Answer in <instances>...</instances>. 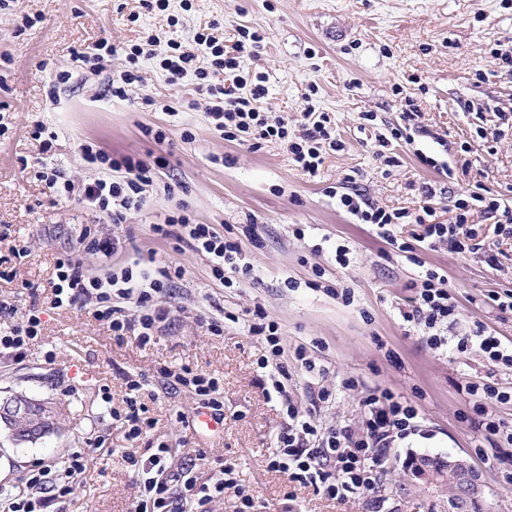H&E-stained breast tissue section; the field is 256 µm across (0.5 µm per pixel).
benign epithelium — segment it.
Instances as JSON below:
<instances>
[{
	"label": "benign epithelium",
	"instance_id": "obj_1",
	"mask_svg": "<svg viewBox=\"0 0 512 512\" xmlns=\"http://www.w3.org/2000/svg\"><path fill=\"white\" fill-rule=\"evenodd\" d=\"M46 420L35 415L24 404L3 399L0 401V425L22 441L44 429ZM409 481L422 483L442 492L447 485L454 487L448 496V512H468L469 501L484 491V481L479 471L463 456L444 460L441 471L433 470L428 463L417 458L407 471Z\"/></svg>",
	"mask_w": 512,
	"mask_h": 512
}]
</instances>
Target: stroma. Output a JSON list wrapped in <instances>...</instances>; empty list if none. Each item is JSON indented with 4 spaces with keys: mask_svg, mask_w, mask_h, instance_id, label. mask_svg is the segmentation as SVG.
<instances>
[{
    "mask_svg": "<svg viewBox=\"0 0 512 512\" xmlns=\"http://www.w3.org/2000/svg\"><path fill=\"white\" fill-rule=\"evenodd\" d=\"M242 27L261 37L255 53H243L240 68L268 75L262 111L292 124L311 107L328 114L342 148L327 153L317 176L297 170L281 145L267 142L253 151L225 141L207 117L209 100L197 93L195 76L169 85L154 59L141 61L143 81L130 87L127 100L112 98L111 82L126 65L125 47L152 36L161 57L169 40L187 43L207 30L230 46ZM102 39L116 55L102 71L81 67L75 52ZM509 43L512 0H193L188 11L181 0H170L167 11L152 13L139 0H9L0 9V57L7 59L0 118L9 127L0 137V257L22 246L30 255L15 264L13 281L0 280V300L22 313L39 310L42 330L24 361L0 358V398L16 392L49 398L62 407L63 418L56 433L34 444H15L0 429V486L17 483L33 460L82 448L84 471L64 512H133L137 485L120 457L130 442L108 411L124 409L128 378L154 379L161 367H186L220 378L223 427L213 431L197 421L200 403L191 387L155 383L145 400L153 426L138 446L163 443L180 456L207 449L211 460L234 467L258 512H445L446 497L405 479L402 463L412 454L469 458L482 473L492 512H512V444L479 445L472 405L458 390L467 380L512 388V368L488 359L475 342L463 352L428 346L420 329L403 319L418 267L326 194L349 178L379 206L414 208L419 183L442 178L420 165L421 151L467 163L459 184L477 181L512 201V130L494 140L478 135L482 128H501L498 113L486 111V104L512 110V78L498 73L494 58L498 45ZM59 71L72 77L54 97L50 86ZM406 94L420 109L425 132L414 144H390L398 163L387 168L376 155L377 138L398 122ZM147 96L153 106L143 105ZM174 101L179 112H166ZM366 112L375 121L363 120ZM38 124L57 133L52 162L77 186L99 175L80 157L88 141L116 157L149 161L163 155L169 165L158 171V186L143 209L113 226L78 198L55 201L35 178L39 143L32 131ZM145 125L165 131V141L143 136ZM186 130L192 140L183 139ZM182 201L196 221L224 232L240 233L252 221L260 225V244L242 242L256 280L237 288L216 285L206 257L174 251L152 236L150 224ZM88 227L103 236L132 237L137 257L184 268L168 298L177 317L154 342L143 345L133 336L116 341L84 303L53 307L58 257L72 255L90 278L106 271L104 258L80 242ZM340 245L352 251L344 268L335 261ZM495 253L499 263L492 267L482 251H422L427 267L445 274L453 287L459 314L449 337L481 324L512 342V312L488 304L491 292L512 290V241L504 240ZM319 268L329 284L352 289V303L309 288ZM258 304L281 328L287 398L312 409L320 427L358 423L362 397L378 390L417 407L419 428L392 443L377 495L330 500L269 469L287 417L283 398L266 394V372L258 365L265 344L241 321ZM220 309L240 321L216 336L198 318ZM300 345L324 368L318 385L335 392V400L314 404L316 385L294 359ZM348 376L357 381L350 389L342 385ZM105 388L108 404L101 400ZM377 496L382 506L374 505Z\"/></svg>",
    "mask_w": 512,
    "mask_h": 512,
    "instance_id": "1",
    "label": "stroma"
}]
</instances>
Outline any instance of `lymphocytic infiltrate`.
I'll return each mask as SVG.
<instances>
[{
    "instance_id": "1",
    "label": "lymphocytic infiltrate",
    "mask_w": 512,
    "mask_h": 512,
    "mask_svg": "<svg viewBox=\"0 0 512 512\" xmlns=\"http://www.w3.org/2000/svg\"><path fill=\"white\" fill-rule=\"evenodd\" d=\"M239 34L240 41L230 50L212 34H196L191 44H174L171 55L158 58L159 67L171 85L178 84L187 74L195 75L199 94L212 100L208 117L225 140L256 150L264 142H278L284 145L295 167L317 176L326 150L339 147L332 135L330 118L309 111L300 126L292 127L286 119L260 111L259 103L268 94V78L263 73L251 79L241 75L239 55L245 51L251 34L246 28L240 29ZM202 54L209 60L208 67L197 64ZM220 73L231 77V85L212 83V75ZM80 150L84 162L105 170V177L76 188L63 180L58 168L44 162L40 163L36 176L52 189L55 197L63 200L78 195L88 210L117 226L126 223L132 212L142 210L156 185L157 169L168 164L163 156L150 164L132 155L115 159L90 143L82 144ZM445 192V187L437 183H422L415 210L390 211L376 206L356 187H348L344 192L334 187L328 190L356 223L375 227L394 250L404 253L417 266L422 260L416 244L398 241L391 231L392 225H418L421 233L417 243H425L427 248L444 245L454 254L473 253L480 248L479 233L471 221L473 213L478 212L493 222L496 236L512 239V205L483 184L459 193L453 215L443 222L434 204ZM150 231L173 250L188 248L204 255L212 279L224 287H238L252 278L253 267L245 262L238 237L224 234L215 225L196 222L186 207L170 211L163 222L151 224ZM184 273L179 265L167 264L152 270L135 259L111 266L104 277L90 279L79 263L66 256L56 262L53 305L58 308L86 298L94 303L96 317L109 324L115 339L134 336L145 345L156 340L158 333L171 323L173 310L164 306L162 299L169 294L173 281L182 279ZM411 303L405 321L420 328L428 345L437 349L447 345L448 339L442 335L441 328L457 314L447 277L433 269L423 271ZM2 315L14 317L15 322L0 328V356L23 360L41 330L42 320L33 311L18 316L14 305L0 301ZM247 326L250 334L263 337L267 350L259 365L267 369L273 392L284 396L288 366L281 359L283 348L278 323L270 320L264 307L258 305L252 310ZM158 377L192 385L202 406L214 416H223L224 397L216 378L205 373L174 376L164 368L159 370ZM148 385L143 376L129 379L126 407L112 414L113 420L125 425L132 443L121 458L135 476L139 489L135 512H211V504L237 486L232 468L220 467L214 481L200 484L193 471L199 463L207 461L204 449L195 450L176 465L167 446H158L147 455L134 447L151 426L144 403L149 394ZM459 389L474 400V425L482 441L492 444L503 438L512 442V429L494 412L496 404L512 401V391L469 381L460 384ZM361 406L364 413L361 425L345 423L322 428L316 425L311 412L287 400L288 424L276 437L269 468L284 474L289 482L313 488L315 493L331 499L347 501L377 492L378 474L386 463L387 448L395 438L417 428L419 414L414 405L399 400L388 390L367 394ZM83 461L84 454L80 451L51 463L33 461L21 486L0 488V512H47L51 505L65 502L83 471Z\"/></svg>"
}]
</instances>
